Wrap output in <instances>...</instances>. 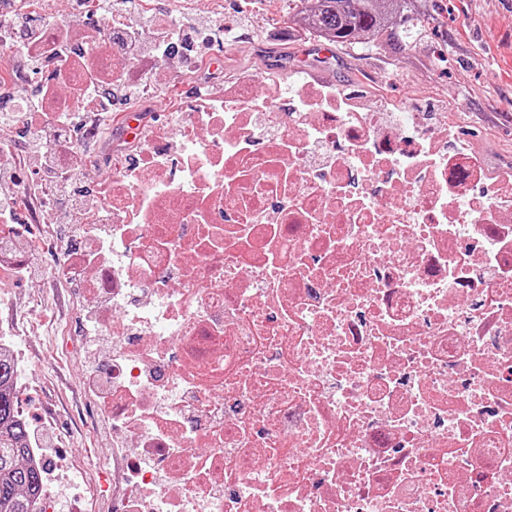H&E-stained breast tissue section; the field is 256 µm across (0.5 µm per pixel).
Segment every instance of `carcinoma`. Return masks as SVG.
Here are the masks:
<instances>
[{
	"mask_svg": "<svg viewBox=\"0 0 512 512\" xmlns=\"http://www.w3.org/2000/svg\"><path fill=\"white\" fill-rule=\"evenodd\" d=\"M310 12L315 29L332 43H374L393 30L409 38L415 30L410 0H314ZM14 379L11 361L0 358V512H32L43 481L25 463L28 424L18 413Z\"/></svg>",
	"mask_w": 512,
	"mask_h": 512,
	"instance_id": "1",
	"label": "carcinoma"
}]
</instances>
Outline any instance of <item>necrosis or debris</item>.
Segmentation results:
<instances>
[{"instance_id": "necrosis-or-debris-1", "label": "necrosis or debris", "mask_w": 512, "mask_h": 512, "mask_svg": "<svg viewBox=\"0 0 512 512\" xmlns=\"http://www.w3.org/2000/svg\"><path fill=\"white\" fill-rule=\"evenodd\" d=\"M48 56L49 119L152 38L95 0ZM268 138H256L254 113ZM112 149L109 225L63 264L109 341L80 381L112 426V512H512V174L419 112L244 75ZM34 512H91L65 456Z\"/></svg>"}]
</instances>
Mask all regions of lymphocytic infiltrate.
Segmentation results:
<instances>
[{"label":"lymphocytic infiltrate","mask_w":512,"mask_h":512,"mask_svg":"<svg viewBox=\"0 0 512 512\" xmlns=\"http://www.w3.org/2000/svg\"><path fill=\"white\" fill-rule=\"evenodd\" d=\"M142 24L144 30L159 40L167 52L174 45L183 43L198 48L207 46L223 38L225 32L223 17L211 15L198 16L195 23L184 26L173 21L168 14L154 13L145 16ZM13 65L19 79L13 90L19 93L25 108L24 139L14 149L0 155V216L16 219L18 191L23 188L35 201L51 198L66 202V209L57 213L58 223H79L86 204L74 197L69 173L80 150L75 144L61 148L59 135L47 118L45 102L36 84L47 60L41 53L26 51L14 60ZM160 92L156 65L139 67L132 77L110 84L108 94H93L94 109L77 106L70 114L71 130L76 133L96 126L102 114L110 111L116 103L137 101Z\"/></svg>","instance_id":"obj_1"}]
</instances>
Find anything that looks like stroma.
I'll list each match as a JSON object with an SVG mask.
<instances>
[{
  "label": "stroma",
  "instance_id": "35a3bbf8",
  "mask_svg": "<svg viewBox=\"0 0 512 512\" xmlns=\"http://www.w3.org/2000/svg\"><path fill=\"white\" fill-rule=\"evenodd\" d=\"M154 9L180 22L199 13L222 16L233 26L250 19L241 36L226 35L209 49L224 72L214 87L244 72L277 74L289 83L320 82L340 90L379 92L386 101L421 112L433 125H448L456 144L480 149L490 165L512 169V0H419L416 37L400 47L370 49L290 34L294 0H153ZM160 74L166 91L142 107L168 118L199 102L194 84L168 65ZM65 245L48 238L39 255L43 276L0 288V324L11 327L24 350L31 387L23 400L27 423L51 417L59 444L71 459L72 481L97 484L111 462L110 441L98 428L94 401L79 386L80 357H56L59 326L81 331L72 291L57 287L55 273Z\"/></svg>",
  "mask_w": 512,
  "mask_h": 512
}]
</instances>
